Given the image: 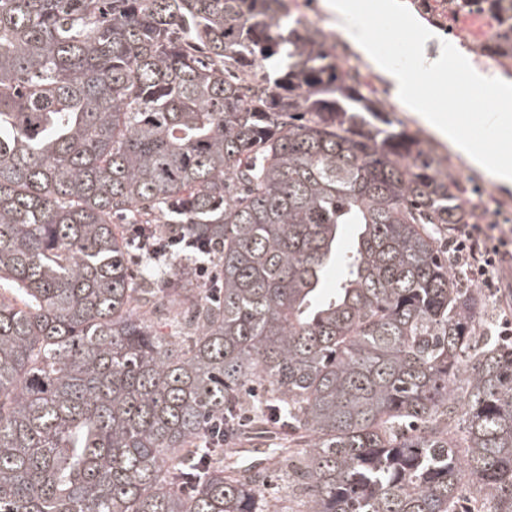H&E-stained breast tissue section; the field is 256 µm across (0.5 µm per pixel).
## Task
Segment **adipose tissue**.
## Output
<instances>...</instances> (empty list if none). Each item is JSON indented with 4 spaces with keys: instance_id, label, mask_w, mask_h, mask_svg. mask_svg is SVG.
<instances>
[{
    "instance_id": "ef3b65f1",
    "label": "adipose tissue",
    "mask_w": 512,
    "mask_h": 512,
    "mask_svg": "<svg viewBox=\"0 0 512 512\" xmlns=\"http://www.w3.org/2000/svg\"><path fill=\"white\" fill-rule=\"evenodd\" d=\"M327 8L340 17L356 50L390 83L391 92L400 103L409 111L419 113L421 121L427 127L439 137L446 139L453 150L466 157L473 166L493 175L499 185L512 187V161L505 159L500 152H474L465 129L445 120L443 115L434 113L429 105L411 90L410 82L402 72L390 67L384 58L375 53L369 34L359 18L361 9L357 0H329ZM467 78L471 85L489 90L503 102V109L490 113V122L503 129L512 127V83L491 71L475 66L470 68Z\"/></svg>"
}]
</instances>
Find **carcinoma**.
<instances>
[{
    "instance_id": "1",
    "label": "carcinoma",
    "mask_w": 512,
    "mask_h": 512,
    "mask_svg": "<svg viewBox=\"0 0 512 512\" xmlns=\"http://www.w3.org/2000/svg\"><path fill=\"white\" fill-rule=\"evenodd\" d=\"M448 9L512 59V0ZM290 13L0 0V512H289L271 427L299 512H512V341L441 238L485 214ZM129 224L200 230L218 296Z\"/></svg>"
}]
</instances>
